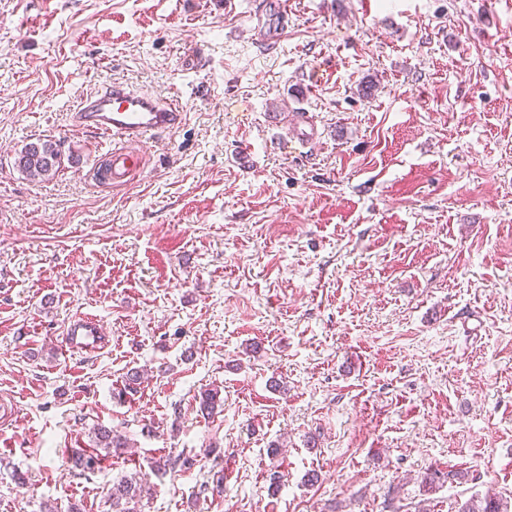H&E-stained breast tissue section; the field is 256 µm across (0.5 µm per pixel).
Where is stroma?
<instances>
[{"label":"stroma","mask_w":512,"mask_h":512,"mask_svg":"<svg viewBox=\"0 0 512 512\" xmlns=\"http://www.w3.org/2000/svg\"><path fill=\"white\" fill-rule=\"evenodd\" d=\"M265 3L0 0V512H112L134 473L140 512L512 495V0H292L272 46ZM108 81L187 116L99 188L112 142L69 112ZM298 104L310 150L269 121ZM40 139L42 181L15 165ZM79 313L102 352H62ZM99 424L128 446L79 474ZM60 161V151L55 143L41 139L26 144L16 159L17 167L34 180L54 176Z\"/></svg>","instance_id":"1"}]
</instances>
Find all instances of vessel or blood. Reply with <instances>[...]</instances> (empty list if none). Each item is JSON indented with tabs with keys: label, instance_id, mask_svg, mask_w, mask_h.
Returning a JSON list of instances; mask_svg holds the SVG:
<instances>
[{
	"label": "vessel or blood",
	"instance_id": "b4317fda",
	"mask_svg": "<svg viewBox=\"0 0 512 512\" xmlns=\"http://www.w3.org/2000/svg\"><path fill=\"white\" fill-rule=\"evenodd\" d=\"M267 43H275L288 24L287 0H268L265 9ZM186 118L180 96L162 101L146 91H133L118 83H108L85 95L74 107L75 127L118 140V147L106 153L102 181L125 185L142 167L141 159L127 151V144H143L151 136L178 128ZM294 142L307 145L321 137L317 121L309 113L298 114L288 125ZM65 345L96 353L106 345L95 315L83 314L65 329Z\"/></svg>",
	"mask_w": 512,
	"mask_h": 512
}]
</instances>
